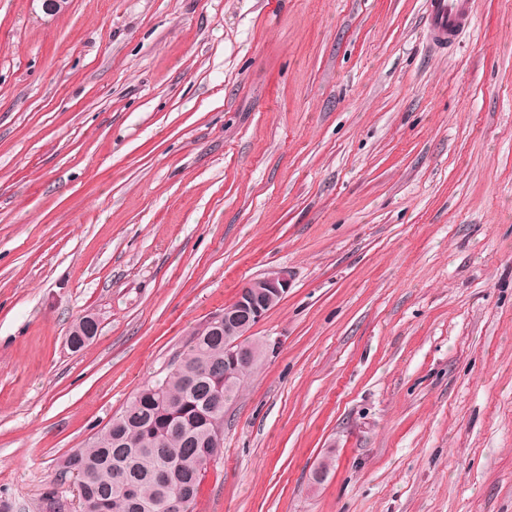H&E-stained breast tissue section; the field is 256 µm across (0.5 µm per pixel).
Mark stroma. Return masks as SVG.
<instances>
[{
	"instance_id": "1",
	"label": "stroma",
	"mask_w": 512,
	"mask_h": 512,
	"mask_svg": "<svg viewBox=\"0 0 512 512\" xmlns=\"http://www.w3.org/2000/svg\"><path fill=\"white\" fill-rule=\"evenodd\" d=\"M473 13L443 51L422 0H0L12 512L272 268L195 512H512V0Z\"/></svg>"
}]
</instances>
